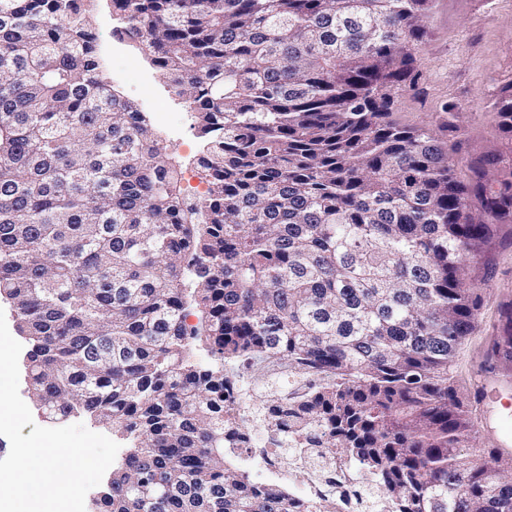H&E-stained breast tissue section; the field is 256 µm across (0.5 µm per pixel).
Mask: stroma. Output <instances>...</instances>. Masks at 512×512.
<instances>
[{
  "instance_id": "stroma-1",
  "label": "stroma",
  "mask_w": 512,
  "mask_h": 512,
  "mask_svg": "<svg viewBox=\"0 0 512 512\" xmlns=\"http://www.w3.org/2000/svg\"><path fill=\"white\" fill-rule=\"evenodd\" d=\"M427 27L412 76L396 94L392 120L409 129L429 128L461 182H470L474 167L480 166L493 187L511 185L512 132L496 103L502 90L512 87V0H432ZM113 64L134 75L152 74L150 101H142L132 83L121 93L139 102L153 127H171L166 140L171 154L181 170L194 168L205 142L194 114L159 69L132 41L123 44ZM466 274L480 286L481 309L476 330L457 355L451 383L471 403L479 446L502 449L512 466V365L497 371L506 387L489 390L484 403L474 400L486 352L512 314V223L501 226ZM235 374L237 382L254 387L246 404L252 413L268 396L289 390L287 373L279 367L242 364Z\"/></svg>"
}]
</instances>
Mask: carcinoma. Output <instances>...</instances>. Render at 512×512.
Instances as JSON below:
<instances>
[{"mask_svg":"<svg viewBox=\"0 0 512 512\" xmlns=\"http://www.w3.org/2000/svg\"><path fill=\"white\" fill-rule=\"evenodd\" d=\"M430 0H112L195 114L187 201L146 113L108 82L84 0H0V296L30 398L132 440L94 512H300L244 465L249 419L218 362L317 376L259 416L306 463L354 461L391 512H512L450 383L475 330L466 268L512 188L460 183L390 119ZM201 308L187 324L190 303Z\"/></svg>","mask_w":512,"mask_h":512,"instance_id":"obj_1","label":"carcinoma"}]
</instances>
